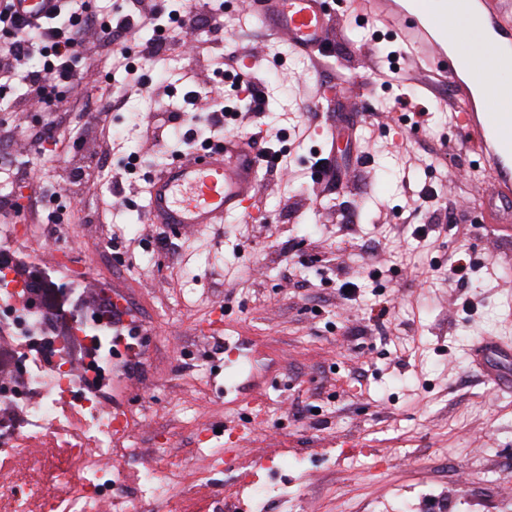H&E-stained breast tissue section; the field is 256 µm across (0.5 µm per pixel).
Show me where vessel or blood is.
Masks as SVG:
<instances>
[{
	"label": "vessel or blood",
	"instance_id": "vessel-or-blood-1",
	"mask_svg": "<svg viewBox=\"0 0 512 512\" xmlns=\"http://www.w3.org/2000/svg\"><path fill=\"white\" fill-rule=\"evenodd\" d=\"M396 30L422 86L454 91L449 127L479 157L486 187L469 204L489 224L512 223V113L489 110L495 97H512V83L489 86L485 68L512 72V0H346L344 10ZM249 15L312 57L330 52L339 14L326 0H249ZM455 23L459 44L442 31ZM261 157L241 138L225 136L223 147L193 151L169 163L148 183L147 221L176 229L223 223L252 197ZM472 361L489 379L512 384V344L479 338Z\"/></svg>",
	"mask_w": 512,
	"mask_h": 512
}]
</instances>
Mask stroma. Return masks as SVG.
Wrapping results in <instances>:
<instances>
[{
  "mask_svg": "<svg viewBox=\"0 0 512 512\" xmlns=\"http://www.w3.org/2000/svg\"><path fill=\"white\" fill-rule=\"evenodd\" d=\"M154 35L127 36L144 88L125 85L111 48L93 42L75 61L86 98L33 112L22 77L0 88L1 142L45 133L26 155L0 157V225L33 226L40 263L65 267L59 282L94 275L145 321L151 349L132 396L149 411L143 447L181 462L172 478L189 494L195 424L210 448L243 435L221 473L232 488L255 470L242 512H512V389L469 356L478 337L512 339V235L446 217L480 188L449 128L451 89L423 90L399 41L349 20L318 62L250 19L207 32L200 60L157 62ZM230 51L268 100L237 125L284 151L289 172L260 169L254 206L223 223L182 234L147 223L146 178L182 148L174 135L157 145L147 123L184 107L188 91L223 90L206 61ZM326 82L363 87L369 105H345L363 126L360 157L331 192L310 180L330 149L316 100ZM76 170L82 196L57 203L65 226L47 233L42 201ZM459 259L466 277H449ZM218 313L223 332L205 335Z\"/></svg>",
  "mask_w": 512,
  "mask_h": 512,
  "instance_id": "1",
  "label": "stroma"
}]
</instances>
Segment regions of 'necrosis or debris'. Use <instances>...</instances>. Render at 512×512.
Returning a JSON list of instances; mask_svg holds the SVG:
<instances>
[{"mask_svg":"<svg viewBox=\"0 0 512 512\" xmlns=\"http://www.w3.org/2000/svg\"><path fill=\"white\" fill-rule=\"evenodd\" d=\"M29 232L0 225V512H158L177 495L174 463L151 461L139 481L118 460L141 456L139 442L118 440L138 424L129 409L104 398L135 366L145 348L112 333L127 306L122 298L86 296L83 315L58 319L37 297L25 250Z\"/></svg>","mask_w":512,"mask_h":512,"instance_id":"obj_1","label":"necrosis or debris"}]
</instances>
